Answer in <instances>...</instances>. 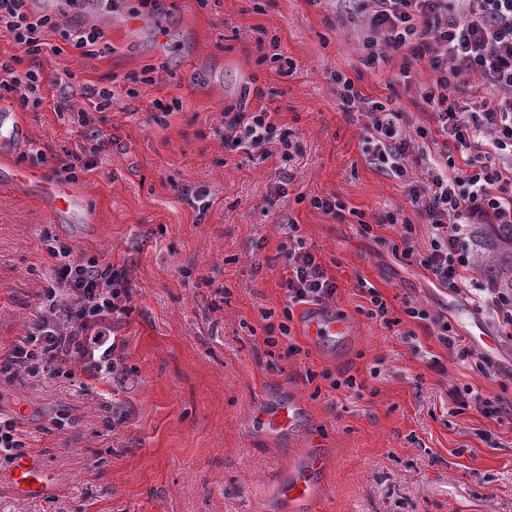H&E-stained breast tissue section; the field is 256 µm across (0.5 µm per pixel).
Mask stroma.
I'll use <instances>...</instances> for the list:
<instances>
[{"instance_id":"35a3bbf8","label":"stroma","mask_w":512,"mask_h":512,"mask_svg":"<svg viewBox=\"0 0 512 512\" xmlns=\"http://www.w3.org/2000/svg\"><path fill=\"white\" fill-rule=\"evenodd\" d=\"M61 20L95 24L112 50L95 59L73 49L24 57L59 84L47 89L43 109L22 111L28 138L1 144L0 160L55 173L59 158L86 142L83 128L54 110L59 87L85 110L84 85L110 88L98 164L73 179L100 219L58 222L28 188L0 187V342L32 326L53 275L46 244L57 239L75 256H108L125 269L133 305L112 329L124 341L127 378L114 389L0 378V408L23 410L32 452L59 483L29 500L0 477V512H281L277 480L314 453L325 464L312 512H512V422L454 412L448 397L471 387L512 405V340L497 337L465 295L393 253L399 234L383 225L386 214L414 224L421 244L429 228L401 181L368 164L366 118L343 115L331 75L345 72L416 127L428 116L415 86L363 63L336 22V0H209L204 8L164 0L156 12L114 0L95 20ZM263 32L278 37L292 76L264 61ZM148 68L155 84L140 81ZM175 98L181 109L154 122L153 102ZM261 109L292 132L291 162L273 144L224 145L225 112ZM316 196L336 197L344 217L313 207ZM290 220L336 284L328 310L353 333L311 340L303 334L308 309L299 306L291 330L300 354L271 358L263 338L287 304L279 247ZM364 222L372 234L361 233ZM362 279L382 293L397 330L364 314ZM409 301L447 315L463 346L489 358L486 374L407 317ZM408 330L420 351L403 339ZM327 372L354 376L362 388L334 391ZM292 398L301 404L296 425L270 437L263 409ZM109 400L123 411L110 430Z\"/></svg>"}]
</instances>
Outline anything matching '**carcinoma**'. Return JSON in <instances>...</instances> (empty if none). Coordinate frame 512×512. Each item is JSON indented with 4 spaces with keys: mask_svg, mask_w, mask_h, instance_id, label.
<instances>
[{
    "mask_svg": "<svg viewBox=\"0 0 512 512\" xmlns=\"http://www.w3.org/2000/svg\"><path fill=\"white\" fill-rule=\"evenodd\" d=\"M474 257L483 277L512 290V224H475Z\"/></svg>",
    "mask_w": 512,
    "mask_h": 512,
    "instance_id": "cac0c4a2",
    "label": "carcinoma"
}]
</instances>
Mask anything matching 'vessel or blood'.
Masks as SVG:
<instances>
[{"label":"vessel or blood","instance_id":"1","mask_svg":"<svg viewBox=\"0 0 512 512\" xmlns=\"http://www.w3.org/2000/svg\"><path fill=\"white\" fill-rule=\"evenodd\" d=\"M27 130L19 114L0 102V143L19 141L26 137ZM5 186H29L46 203L53 219H61L71 214H79L85 223L99 221L97 211L85 208L80 191L60 175L48 176L43 173L13 167L4 181ZM306 336L311 339L333 340L351 332L349 323L336 314L326 313L312 316L304 326ZM301 407L295 401H288L266 409L265 426L275 434L293 429ZM322 467L320 455L313 454L305 462L290 471L277 484L279 497L288 503L290 512H310L312 503L321 492L315 475ZM50 480L42 465L30 455L18 458L12 466L9 484L20 494L27 497L40 496Z\"/></svg>","mask_w":512,"mask_h":512}]
</instances>
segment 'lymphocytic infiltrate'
<instances>
[{
  "label": "lymphocytic infiltrate",
  "instance_id": "f902f5d3",
  "mask_svg": "<svg viewBox=\"0 0 512 512\" xmlns=\"http://www.w3.org/2000/svg\"><path fill=\"white\" fill-rule=\"evenodd\" d=\"M28 0H0V37L17 45L20 55L0 60V101L18 100L39 110L49 81L39 67L21 68L22 56H39L52 37L86 57L111 50L94 26L61 28L49 14L31 11ZM339 13L357 24L354 36L370 66L398 57L399 77L413 81L416 66L429 70L431 81L420 95L430 117L426 126L411 127L405 113L366 96L344 72L332 81L342 112L366 114L364 151L369 164L383 175L401 180L411 204L431 229L426 247L415 241L408 221L388 214L385 221L400 227L402 257L428 271L448 292L469 293L476 310L489 311L504 336L512 335V292L488 282L466 281L473 262L475 224H512V0H336ZM477 76L469 104L451 100L461 88L462 75ZM87 110L76 121L91 142L87 155L63 161L65 173L97 165L99 113L112 105V91L89 84ZM223 136L234 148H260L273 142L290 161L293 143L268 111L225 115ZM426 160L422 171L412 162ZM280 287L288 301L284 320L269 327L266 347H283L297 355L290 323L299 305H319L331 299L336 285L327 276L296 224H289ZM54 280L42 293L38 316L26 335L0 346V378L26 374L41 379L105 373L108 382H123L122 345L112 332L132 300L124 268L107 258H74L71 246L52 244ZM28 435L22 410L0 411V467L26 455Z\"/></svg>",
  "mask_w": 512,
  "mask_h": 512
}]
</instances>
